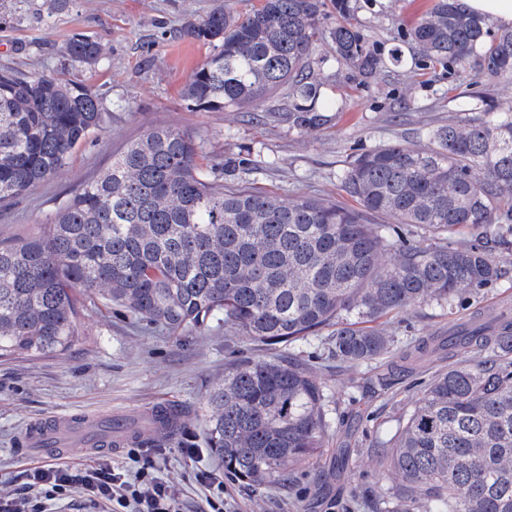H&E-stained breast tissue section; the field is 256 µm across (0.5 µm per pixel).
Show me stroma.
<instances>
[{
  "mask_svg": "<svg viewBox=\"0 0 512 512\" xmlns=\"http://www.w3.org/2000/svg\"><path fill=\"white\" fill-rule=\"evenodd\" d=\"M216 0H0V67L27 74L55 73L92 87L112 112L104 131L72 153L66 166L10 205L0 207V242L34 236L49 223L57 203L104 171L148 128L165 125L190 134L200 144L203 165L223 178L224 163L236 162L235 181L281 197L300 194L351 205L340 175L357 153L379 144L414 138L429 128L460 120L454 98L457 82L447 69L404 61L363 79L340 68L327 43H319L314 70L336 110L322 128L289 126L285 95L262 109L228 107L205 111L183 95L192 71L210 50L176 38L186 22L199 20ZM434 0H357L352 22L373 39L392 45L398 30L411 28ZM76 33L100 42L106 54L88 66L64 56ZM82 309L77 342L59 356L21 357L0 362V491L14 488L43 458L24 448L28 425L71 413L91 416L96 430L115 419L134 423L162 402L183 407L185 431L149 449L162 477L180 489L182 512H203L204 490L195 474L223 471V463L203 448L205 392L226 363L254 356L251 345L229 341L224 326L210 322L176 334L136 322L123 308L93 295L78 298ZM454 318L436 304L401 313L388 321L400 337L444 336ZM366 367L317 369L337 409L321 456L295 475L259 493L228 480L234 512H350V490L395 480L376 457V442L396 431L404 411L430 370L390 372L385 387L366 390ZM202 448L189 460L184 446Z\"/></svg>",
  "mask_w": 512,
  "mask_h": 512,
  "instance_id": "obj_1",
  "label": "stroma"
}]
</instances>
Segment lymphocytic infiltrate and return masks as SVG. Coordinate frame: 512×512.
I'll list each match as a JSON object with an SVG mask.
<instances>
[{"instance_id":"lymphocytic-infiltrate-1","label":"lymphocytic infiltrate","mask_w":512,"mask_h":512,"mask_svg":"<svg viewBox=\"0 0 512 512\" xmlns=\"http://www.w3.org/2000/svg\"><path fill=\"white\" fill-rule=\"evenodd\" d=\"M127 455L135 473L107 463L30 469L20 488L0 497V512H50L76 492L93 505L109 504L112 512H180L177 486L157 476L154 461L136 448Z\"/></svg>"}]
</instances>
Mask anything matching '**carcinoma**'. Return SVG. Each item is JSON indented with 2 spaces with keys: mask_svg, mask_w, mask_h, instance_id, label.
<instances>
[{
  "mask_svg": "<svg viewBox=\"0 0 512 512\" xmlns=\"http://www.w3.org/2000/svg\"><path fill=\"white\" fill-rule=\"evenodd\" d=\"M336 24L324 27L328 8ZM351 0L226 2L177 37L212 46L184 96L221 110L256 107L288 88V123L317 130L336 103L312 70L327 40L336 63L369 79L400 61L349 22ZM419 58L462 79L512 80V30L496 32L464 0H436L401 35ZM63 54L96 64L105 49L73 35ZM472 116L352 156L348 209L307 196L280 199L210 176L187 133L153 126L96 178L61 200L36 236L0 244V361L62 355L78 340L77 294L175 333L216 319L235 338L288 351L224 368L205 395L204 445L252 491L319 456L331 429L325 386L294 353L373 366L464 354L429 379L402 423L377 442L398 482L369 496L372 512H512V313L475 310L448 336L400 345L382 319L428 303L452 314L506 269L488 243L512 237V103L477 93ZM112 113L92 88L0 69V205L53 179ZM369 214L389 224H368ZM420 229L429 243L414 239ZM172 437L177 407L154 416Z\"/></svg>",
  "mask_w": 512,
  "mask_h": 512,
  "instance_id": "1",
  "label": "carcinoma"
}]
</instances>
